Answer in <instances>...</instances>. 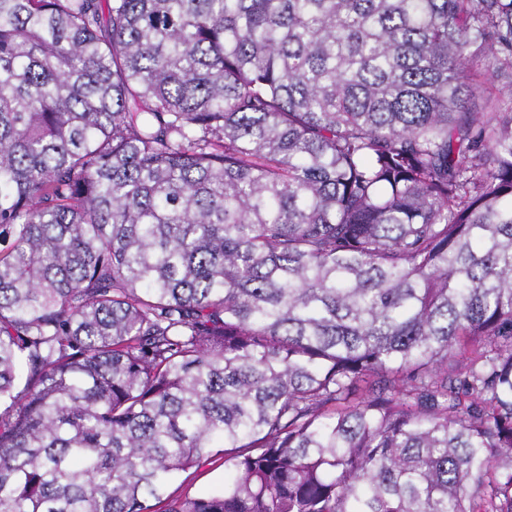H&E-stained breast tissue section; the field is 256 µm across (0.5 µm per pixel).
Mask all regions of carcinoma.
Returning <instances> with one entry per match:
<instances>
[{
    "mask_svg": "<svg viewBox=\"0 0 512 512\" xmlns=\"http://www.w3.org/2000/svg\"><path fill=\"white\" fill-rule=\"evenodd\" d=\"M0 512H512V0H0ZM222 460L216 462V466L198 472L190 471L172 484L169 492L173 495H196L203 491L219 487L224 479V466Z\"/></svg>",
    "mask_w": 512,
    "mask_h": 512,
    "instance_id": "carcinoma-1",
    "label": "carcinoma"
}]
</instances>
